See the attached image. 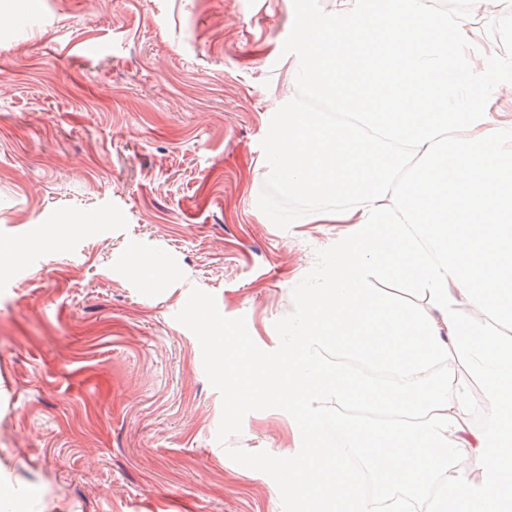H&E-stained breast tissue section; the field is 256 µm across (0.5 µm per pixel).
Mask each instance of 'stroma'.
I'll return each instance as SVG.
<instances>
[{
	"label": "stroma",
	"instance_id": "1",
	"mask_svg": "<svg viewBox=\"0 0 512 512\" xmlns=\"http://www.w3.org/2000/svg\"><path fill=\"white\" fill-rule=\"evenodd\" d=\"M335 0H0V512H298L282 346L340 224L266 175L297 17Z\"/></svg>",
	"mask_w": 512,
	"mask_h": 512
}]
</instances>
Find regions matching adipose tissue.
<instances>
[{"instance_id": "ef3b65f1", "label": "adipose tissue", "mask_w": 512, "mask_h": 512, "mask_svg": "<svg viewBox=\"0 0 512 512\" xmlns=\"http://www.w3.org/2000/svg\"><path fill=\"white\" fill-rule=\"evenodd\" d=\"M485 7L336 0L295 30L288 77L306 95L273 113L266 174L317 201L309 223L350 230L302 289L280 355L259 364L230 339L217 352L227 409H287L296 444L267 464L300 512H414L420 498L427 512H512V112L500 105L512 0H499L493 38ZM308 97L336 120L306 111ZM377 275L410 283L425 307L372 288ZM461 357L485 387L483 429L469 423ZM356 402L415 420L369 426L344 416Z\"/></svg>"}]
</instances>
